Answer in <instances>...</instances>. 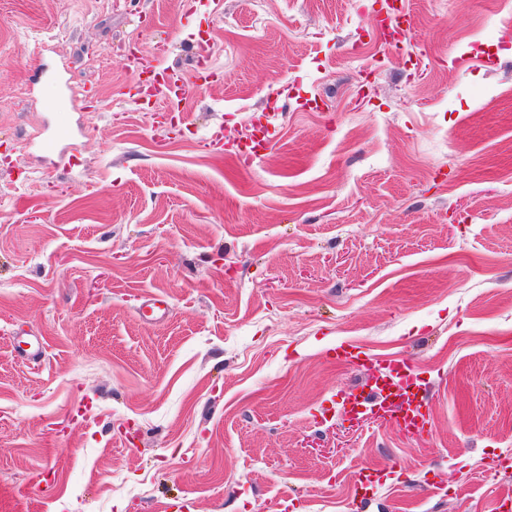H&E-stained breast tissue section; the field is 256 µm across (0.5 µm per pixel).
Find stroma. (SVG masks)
<instances>
[{
  "label": "stroma",
  "instance_id": "35a3bbf8",
  "mask_svg": "<svg viewBox=\"0 0 512 512\" xmlns=\"http://www.w3.org/2000/svg\"><path fill=\"white\" fill-rule=\"evenodd\" d=\"M406 6L355 59L380 0H0V512H512V0ZM344 343L418 367L424 435L342 415ZM145 64L154 70L157 74L163 76L164 82V96L167 99V106L171 112H179L181 103L185 97L186 85L183 82L182 76L168 69H159L158 59L154 56H144L142 58ZM47 86H50L53 90V106L59 109L60 114H67L65 110L67 109V91L70 84L66 74L62 70L54 73L47 81ZM276 118V113L268 116L265 120L264 134L260 142L255 146H249L250 149H247L246 147L244 153L251 161L260 157L263 152L267 151L273 146L277 135V126L273 122V120H276Z\"/></svg>",
  "mask_w": 512,
  "mask_h": 512
}]
</instances>
